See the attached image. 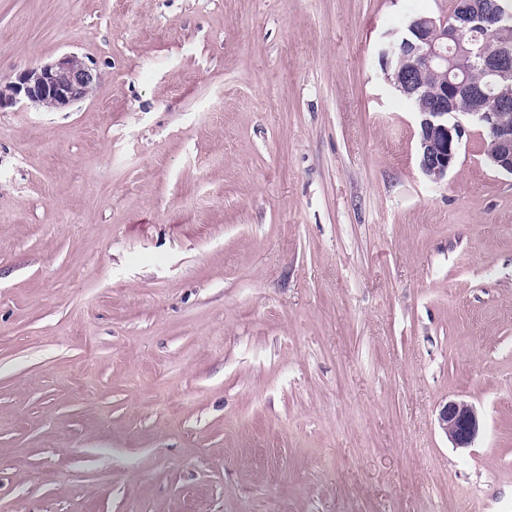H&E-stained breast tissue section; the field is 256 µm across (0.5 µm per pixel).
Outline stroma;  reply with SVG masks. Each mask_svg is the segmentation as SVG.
Instances as JSON below:
<instances>
[{"label": "stroma", "instance_id": "1", "mask_svg": "<svg viewBox=\"0 0 512 512\" xmlns=\"http://www.w3.org/2000/svg\"><path fill=\"white\" fill-rule=\"evenodd\" d=\"M448 2L0 0L100 74L0 110V512H512V175L379 57ZM438 423L456 448H470L481 428L475 407L464 400L457 399L448 400L442 405L438 414Z\"/></svg>", "mask_w": 512, "mask_h": 512}]
</instances>
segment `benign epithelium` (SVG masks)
<instances>
[{
	"label": "benign epithelium",
	"mask_w": 512,
	"mask_h": 512,
	"mask_svg": "<svg viewBox=\"0 0 512 512\" xmlns=\"http://www.w3.org/2000/svg\"><path fill=\"white\" fill-rule=\"evenodd\" d=\"M491 0H457L456 10L444 15L412 18L403 31H394L380 50L385 78L408 99L425 100L417 110L420 139L418 164L432 182L448 176L460 154L467 127L483 130L490 142L487 163L512 174V99L503 94L512 86V23L489 6ZM494 29L504 38L492 42L481 33ZM471 33L461 41L463 32ZM464 51L474 58L482 80L474 82L454 69V58ZM443 70L446 82L438 93L420 92L416 74ZM98 73L76 54H67L41 66L20 72L16 81L0 91V110L28 105L47 110L63 109L88 97ZM459 99L469 102L467 112H455ZM440 428L454 447L469 448L479 435L481 423L475 407L450 399L438 414Z\"/></svg>",
	"instance_id": "obj_1"
}]
</instances>
